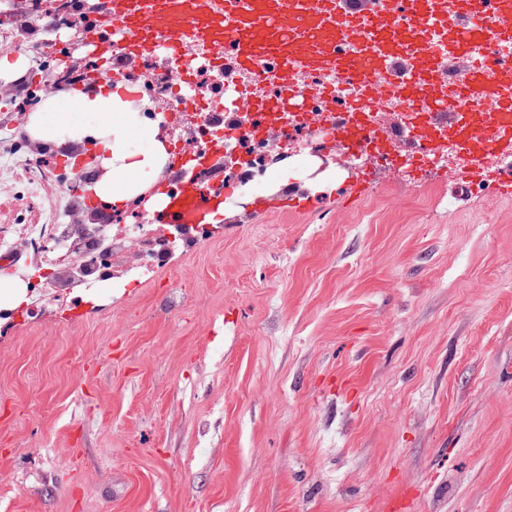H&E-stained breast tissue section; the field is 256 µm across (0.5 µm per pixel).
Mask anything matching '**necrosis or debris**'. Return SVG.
<instances>
[{"label":"necrosis or debris","mask_w":512,"mask_h":512,"mask_svg":"<svg viewBox=\"0 0 512 512\" xmlns=\"http://www.w3.org/2000/svg\"><path fill=\"white\" fill-rule=\"evenodd\" d=\"M89 20L82 0H56L43 18L42 38L22 40L12 28H0V47L23 53L35 64L26 85L28 95H35L46 82L60 88L86 78L90 66H72L69 57L73 50L85 46ZM194 73V79L184 84L172 81L168 72L152 71L141 79V91L148 98L164 99L171 109L185 99L203 102L215 87H223L225 102L243 111L241 129L222 130L215 113L194 109L183 113L175 127L192 129L193 144L198 148L208 134L223 131L226 167L237 183H252L278 168L294 141L313 156L340 162L348 169H365L377 163L398 169L406 166L408 152L395 143L384 153L370 145L355 153L337 152L330 129L352 94L344 83H337L335 96H312L303 113L289 116L280 127L270 124L265 113L243 109L252 92L265 89L261 78L226 87L220 74L208 66H197ZM19 165L24 168L20 177L14 173ZM79 180L62 161L46 163L34 153L24 122H13L0 133V190L12 203L10 220L0 222V267L5 268L10 281L36 290L43 299L49 289L62 287L73 275L82 278L87 288H100L109 281H152L161 254L146 252L143 243L151 236L176 241L178 228L145 223L134 208L118 213L112 224L70 223L69 208L59 205L57 199L72 196ZM22 252L27 261L19 268L13 259Z\"/></svg>","instance_id":"obj_1"}]
</instances>
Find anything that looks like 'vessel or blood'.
<instances>
[{
  "mask_svg": "<svg viewBox=\"0 0 512 512\" xmlns=\"http://www.w3.org/2000/svg\"><path fill=\"white\" fill-rule=\"evenodd\" d=\"M100 0L86 40L105 61L93 84L115 83L120 60L151 58L162 67L181 56V42L196 44L200 59L228 80L272 67L283 83L277 96L259 93L252 108L282 118L300 111L312 94L328 86L303 85L302 76L342 77L364 97L350 103L333 133L346 151L369 137L371 97L378 81L406 99L408 127L447 133L461 153L458 177L480 179L492 153H512V56L498 45L512 41V0ZM434 29L452 40L469 59L466 78L442 83L447 66L427 37ZM224 143L211 141L198 164L209 184L180 174L158 182L152 195L163 196L154 223L198 228L224 203V176L218 163Z\"/></svg>",
  "mask_w": 512,
  "mask_h": 512,
  "instance_id": "vessel-or-blood-1",
  "label": "vessel or blood"
}]
</instances>
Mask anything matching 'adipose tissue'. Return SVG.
Returning <instances> with one entry per match:
<instances>
[{"instance_id":"obj_1","label":"adipose tissue","mask_w":512,"mask_h":512,"mask_svg":"<svg viewBox=\"0 0 512 512\" xmlns=\"http://www.w3.org/2000/svg\"><path fill=\"white\" fill-rule=\"evenodd\" d=\"M72 102L73 111L92 114V122L73 120V112L57 111L49 99L32 116L31 135L45 141L93 143L103 173L92 190L105 205L115 207L143 195L169 159L159 122L143 117L134 100L108 86L77 92ZM133 136L146 141L148 150L131 151L128 141Z\"/></svg>"}]
</instances>
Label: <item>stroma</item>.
I'll return each instance as SVG.
<instances>
[{
  "mask_svg": "<svg viewBox=\"0 0 512 512\" xmlns=\"http://www.w3.org/2000/svg\"><path fill=\"white\" fill-rule=\"evenodd\" d=\"M224 193L150 283L0 318V512H512V198Z\"/></svg>",
  "mask_w": 512,
  "mask_h": 512,
  "instance_id": "35a3bbf8",
  "label": "stroma"
}]
</instances>
